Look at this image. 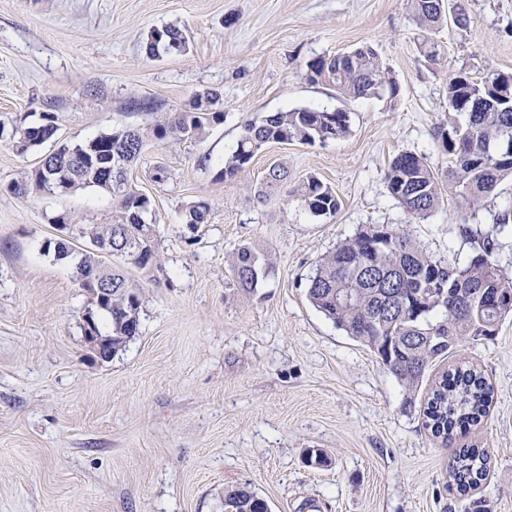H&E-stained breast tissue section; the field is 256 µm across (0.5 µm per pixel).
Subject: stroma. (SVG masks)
Listing matches in <instances>:
<instances>
[{"mask_svg":"<svg viewBox=\"0 0 512 512\" xmlns=\"http://www.w3.org/2000/svg\"><path fill=\"white\" fill-rule=\"evenodd\" d=\"M458 2L468 25L436 31L444 60L432 65L407 0H0L4 130L51 113L58 142L87 141L149 128L208 90L224 114L203 140H147L129 168L152 202L159 261L114 258L143 304L138 334L109 359L85 340L90 297L70 262L42 244L62 213L109 223L112 200L94 187L11 192L54 143L22 154L0 138V512H224L225 489L242 486L271 512H465L468 499L448 490V459L473 447L491 457L488 512H512V321L463 342L411 393L307 299L318 262L365 225L408 227L434 258L463 261L471 245L455 224L485 234L512 208L508 180L479 210L449 200L421 220L385 180L401 152L447 167L435 130L448 119L449 73L512 72V0ZM162 26L184 30L186 52L147 55ZM364 45L398 83L394 103L307 80L311 60ZM293 108L346 111L349 132L267 144L216 179L244 119ZM276 163L289 185L314 174L331 186L336 214L312 215L282 193L254 201ZM199 200L210 213L192 237L181 215ZM247 242L270 264L252 293L236 288L230 265ZM460 365L483 374L493 399L445 444L422 426L424 390ZM310 449L325 464H308Z\"/></svg>","mask_w":512,"mask_h":512,"instance_id":"stroma-1","label":"stroma"}]
</instances>
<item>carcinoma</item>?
<instances>
[{"label":"carcinoma","instance_id":"carcinoma-1","mask_svg":"<svg viewBox=\"0 0 512 512\" xmlns=\"http://www.w3.org/2000/svg\"><path fill=\"white\" fill-rule=\"evenodd\" d=\"M412 13L423 30L419 50L435 64L441 49L432 38L434 30L448 20V8L434 0H409ZM187 36L175 26L151 31L146 50L160 53L186 49ZM307 77L326 84L341 95L395 101L399 85L390 76L376 52L368 47L307 64ZM512 74L490 71L481 80L461 73L448 77L449 111L465 115L437 127L435 137L452 157L448 169L439 172L425 157L398 154L391 162L386 181L391 196L410 214L427 219L451 194L464 211L474 210L491 196L504 179L512 178V160L494 156L512 147V107L496 97L498 81ZM217 103V94L195 98L192 108L172 112L152 130L157 140L200 139L209 126L223 120L224 113L209 112L202 100ZM55 116L46 114L38 124L13 128L10 138L21 153L50 141L56 134ZM346 112L311 108L269 113L247 119L232 153L224 159L219 177L244 169L263 146L271 142L324 143L346 136ZM146 137L141 129L126 127L101 134L89 141L62 144L45 155L31 175L15 180L10 189L18 194L45 191L57 177L68 191L94 187L110 194L112 222L78 224L71 234L89 241L107 243L112 255L145 268L155 257V225L146 221L151 200L128 182V165L141 153ZM287 170L268 169L255 196L264 199L287 183ZM292 194L315 216L336 214L339 201L333 189L310 175ZM209 205L204 201L184 207L183 224L195 233L205 223ZM457 234L469 242L472 252L463 262L436 259L427 254L409 231L388 225H368L337 244L321 259L310 276V303L347 335L368 347L407 389L422 384L426 370L447 359L466 339L491 337L500 323L512 316V277L495 258L492 235H476L467 222L456 225ZM43 250L59 260L73 263V274L91 294L107 283L112 301L97 306L111 322L112 345L122 347L139 331L140 293L123 271L105 265L91 250L79 251L67 238H48ZM268 259L251 244L233 253L231 268L237 286L253 292L267 274ZM493 389L481 372L459 366L444 372L423 409L424 426L448 441L457 430L479 423L491 404ZM490 474L488 453L483 448H458L448 460V479L456 486L477 490ZM224 512H270L268 502L249 489L224 492Z\"/></svg>","mask_w":512,"mask_h":512}]
</instances>
